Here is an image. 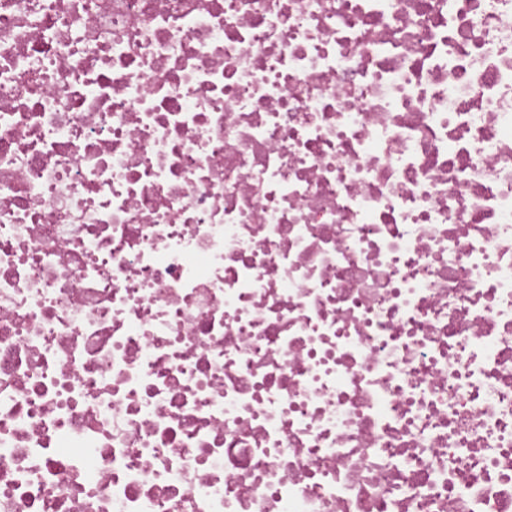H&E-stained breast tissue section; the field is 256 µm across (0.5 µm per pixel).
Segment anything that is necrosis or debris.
Masks as SVG:
<instances>
[{
  "mask_svg": "<svg viewBox=\"0 0 512 512\" xmlns=\"http://www.w3.org/2000/svg\"><path fill=\"white\" fill-rule=\"evenodd\" d=\"M0 512H512V0H0Z\"/></svg>",
  "mask_w": 512,
  "mask_h": 512,
  "instance_id": "necrosis-or-debris-1",
  "label": "necrosis or debris"
}]
</instances>
